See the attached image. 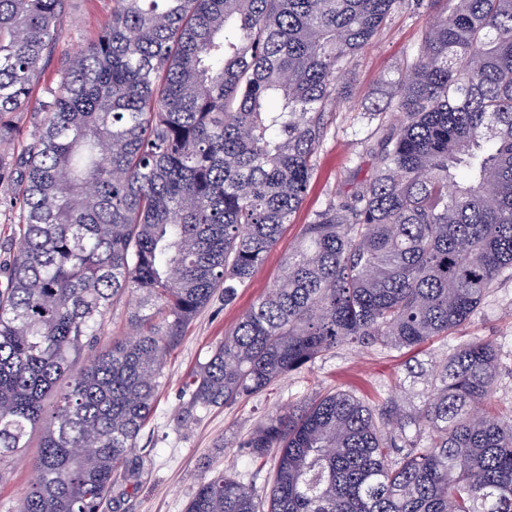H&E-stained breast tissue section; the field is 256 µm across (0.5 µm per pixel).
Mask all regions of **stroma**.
I'll list each match as a JSON object with an SVG mask.
<instances>
[{
  "label": "stroma",
  "mask_w": 512,
  "mask_h": 512,
  "mask_svg": "<svg viewBox=\"0 0 512 512\" xmlns=\"http://www.w3.org/2000/svg\"><path fill=\"white\" fill-rule=\"evenodd\" d=\"M111 13L112 0H69L60 43L46 64L45 79H57L68 57L100 31ZM425 23L422 13L396 15L344 76L351 96L328 115L327 133L313 157V175L300 209L251 281L239 288L235 300L228 303L223 294H216L188 326L168 360L152 416L132 457L136 477L125 484L124 494L110 502L105 512H185L208 467L242 478L253 485L259 497H267L274 464H254L243 446L263 417L285 412L306 396L336 387L353 390L370 404H380L405 379L406 363L418 360L426 364L442 358L463 341L490 340L512 351V279H505L449 339L402 351L341 345L262 395L208 411L192 408L186 393L196 366L280 278L283 259L300 240L312 214L335 193L347 192L352 182L370 177L371 163L362 153L360 140L375 124L364 118L361 108L376 96L384 80L396 76L405 57L418 49ZM38 453L39 438L34 435L27 463L9 468L6 478L0 480V512H15L36 477L31 461Z\"/></svg>",
  "instance_id": "stroma-1"
}]
</instances>
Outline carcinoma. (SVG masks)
Listing matches in <instances>:
<instances>
[{
	"instance_id": "cac0c4a2",
	"label": "carcinoma",
	"mask_w": 512,
	"mask_h": 512,
	"mask_svg": "<svg viewBox=\"0 0 512 512\" xmlns=\"http://www.w3.org/2000/svg\"><path fill=\"white\" fill-rule=\"evenodd\" d=\"M67 0H0V465L41 432L17 512H100L153 413L169 357L231 301L301 206L340 77L398 13L431 15L362 111L369 179L329 199L281 277L198 364L209 410L255 397L343 342L446 339L512 279V0H112V15L13 126ZM134 334L98 342L111 302ZM512 359L462 342L421 400L318 393L244 447L275 454L269 499L206 470L186 512H512V417L484 406Z\"/></svg>"
}]
</instances>
